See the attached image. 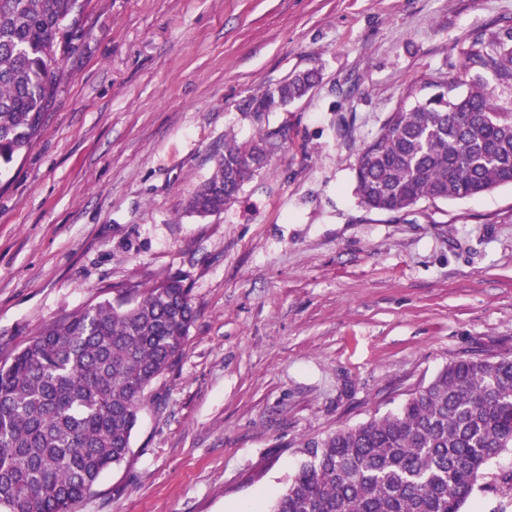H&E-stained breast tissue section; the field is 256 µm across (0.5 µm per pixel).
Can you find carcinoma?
<instances>
[{
  "instance_id": "1",
  "label": "carcinoma",
  "mask_w": 512,
  "mask_h": 512,
  "mask_svg": "<svg viewBox=\"0 0 512 512\" xmlns=\"http://www.w3.org/2000/svg\"><path fill=\"white\" fill-rule=\"evenodd\" d=\"M80 0H0V175L44 130L61 55ZM491 74L512 90V29L472 37L457 78L402 101L358 155L368 209L399 213L422 199L463 200L512 184V109L495 104ZM308 72L252 99L284 108ZM466 85L464 93L458 88ZM280 132L224 140L213 175L188 209L224 212L283 147ZM195 318L179 276L112 288V298L57 316L0 364V512H73L121 464L147 388L184 350ZM512 451V357L459 359L400 409L301 448L303 459L268 512H463L481 471Z\"/></svg>"
}]
</instances>
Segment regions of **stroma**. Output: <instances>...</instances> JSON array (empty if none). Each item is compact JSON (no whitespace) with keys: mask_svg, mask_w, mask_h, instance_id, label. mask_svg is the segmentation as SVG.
Wrapping results in <instances>:
<instances>
[{"mask_svg":"<svg viewBox=\"0 0 512 512\" xmlns=\"http://www.w3.org/2000/svg\"><path fill=\"white\" fill-rule=\"evenodd\" d=\"M43 134L0 180V361L115 285L197 311L131 451L74 512H266L303 441L396 411L462 358L512 357V185L364 208L357 154L455 78L512 0H82ZM320 80L260 115L250 99ZM287 128L223 213L185 209L225 136ZM466 512H512V451Z\"/></svg>","mask_w":512,"mask_h":512,"instance_id":"obj_1","label":"stroma"}]
</instances>
